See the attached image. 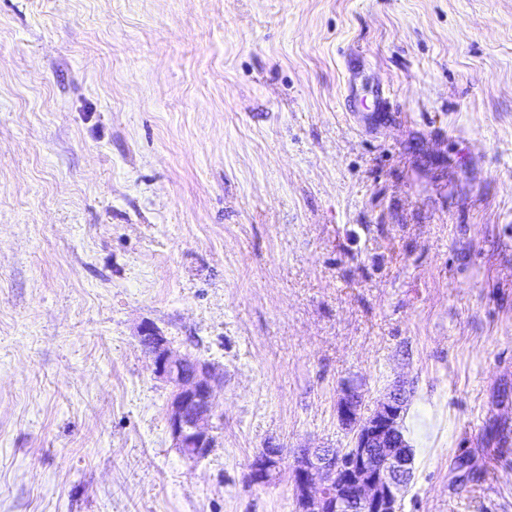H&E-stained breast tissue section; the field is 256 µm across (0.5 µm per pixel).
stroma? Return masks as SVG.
<instances>
[{
    "instance_id": "obj_1",
    "label": "stroma",
    "mask_w": 512,
    "mask_h": 512,
    "mask_svg": "<svg viewBox=\"0 0 512 512\" xmlns=\"http://www.w3.org/2000/svg\"><path fill=\"white\" fill-rule=\"evenodd\" d=\"M400 380L402 512H512V0H0V512H295ZM137 337L156 376L171 389L166 421L174 447L188 459H205L215 443L214 391L219 381L215 367L191 354L177 353L152 326H141ZM286 458L283 448H264L251 461L247 479L254 485H271L277 481Z\"/></svg>"
}]
</instances>
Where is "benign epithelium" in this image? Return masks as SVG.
<instances>
[{"mask_svg": "<svg viewBox=\"0 0 512 512\" xmlns=\"http://www.w3.org/2000/svg\"><path fill=\"white\" fill-rule=\"evenodd\" d=\"M138 342L158 378L170 387L166 421L174 447L191 460L212 451L217 418L215 367L188 353L174 351L156 328L144 325ZM405 388L396 386L368 415L361 413V395L346 390L338 403L342 428L352 433L348 448H299L288 466L297 512H398L400 492L413 474V453L407 448L399 420ZM286 453L264 448L251 461L247 479L271 485L282 471Z\"/></svg>", "mask_w": 512, "mask_h": 512, "instance_id": "7a95c632", "label": "benign epithelium"}]
</instances>
